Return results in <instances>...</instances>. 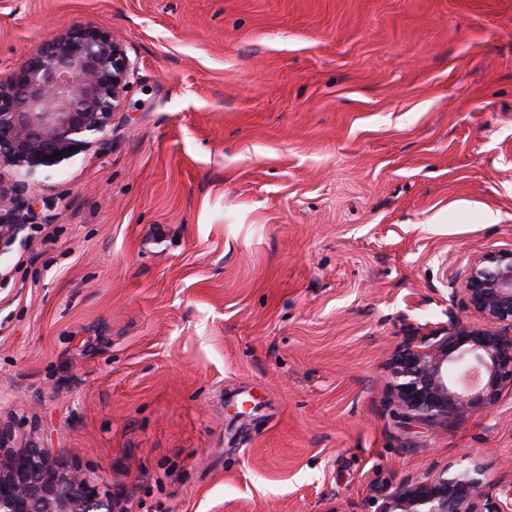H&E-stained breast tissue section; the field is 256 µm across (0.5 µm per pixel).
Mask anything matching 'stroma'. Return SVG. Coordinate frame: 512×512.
<instances>
[{"label":"stroma","mask_w":512,"mask_h":512,"mask_svg":"<svg viewBox=\"0 0 512 512\" xmlns=\"http://www.w3.org/2000/svg\"><path fill=\"white\" fill-rule=\"evenodd\" d=\"M77 27L134 65L0 252V424L116 512H374L512 482V388L409 418L411 332L512 249V0H0V80ZM481 470L449 473L446 467L408 481L375 512H511L512 485L485 481Z\"/></svg>","instance_id":"1"}]
</instances>
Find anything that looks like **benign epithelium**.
<instances>
[{
    "label": "benign epithelium",
    "instance_id": "obj_1",
    "mask_svg": "<svg viewBox=\"0 0 512 512\" xmlns=\"http://www.w3.org/2000/svg\"><path fill=\"white\" fill-rule=\"evenodd\" d=\"M133 67L112 35L75 30L30 55L0 82V167L28 178L70 163L97 142L125 105ZM62 151V158L49 156ZM39 199L19 180L0 185V252L28 224ZM484 319L476 329L417 331L389 373L399 405L420 421L452 419L492 405L512 384V249L473 259L462 288ZM0 512H115L81 473L53 466L43 448H12L0 429ZM376 512H512V485L475 468H444L407 484Z\"/></svg>",
    "mask_w": 512,
    "mask_h": 512
}]
</instances>
